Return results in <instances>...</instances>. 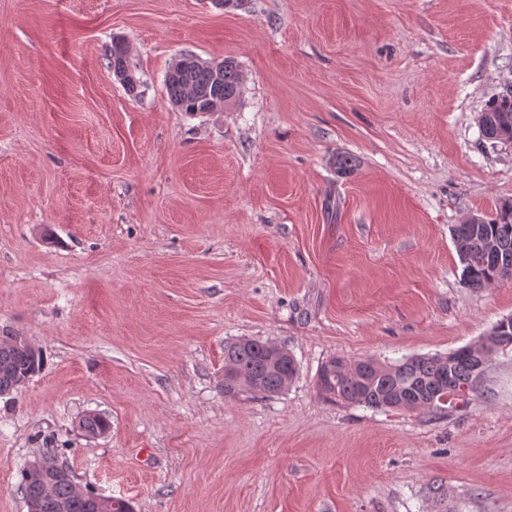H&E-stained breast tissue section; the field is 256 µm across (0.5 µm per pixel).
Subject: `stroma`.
Returning a JSON list of instances; mask_svg holds the SVG:
<instances>
[{"label": "stroma", "mask_w": 512, "mask_h": 512, "mask_svg": "<svg viewBox=\"0 0 512 512\" xmlns=\"http://www.w3.org/2000/svg\"><path fill=\"white\" fill-rule=\"evenodd\" d=\"M184 53L233 58L237 103L173 108ZM510 88L512 0H0V336L44 358L0 397V512L50 448L134 512H512L511 351L440 416L315 387L512 316L452 237L512 201V144L478 125ZM243 337L294 356L287 390L225 397ZM128 52V46L122 39H114L110 53V69L116 80L130 93H134L137 90L138 80L131 68Z\"/></svg>", "instance_id": "35a3bbf8"}]
</instances>
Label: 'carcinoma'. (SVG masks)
<instances>
[{"mask_svg":"<svg viewBox=\"0 0 512 512\" xmlns=\"http://www.w3.org/2000/svg\"><path fill=\"white\" fill-rule=\"evenodd\" d=\"M128 52L123 40L114 39L110 69L116 80L133 93L138 80ZM164 83L177 110L197 113L212 101H221L225 106L235 103L241 93L243 76L232 58L219 62L200 60L169 69ZM485 112L493 132L512 138L511 95L493 100ZM453 238L464 287L480 289L493 281L512 280V202H502L495 217H483L479 224L456 225ZM484 339L496 353L512 350V323L505 328L492 327ZM266 346L265 342L241 338L225 347L224 358L233 360L236 372L248 383L244 390L222 385L225 396L234 398L256 386L257 394L270 397L285 390L283 378L294 380L297 374L294 358L286 355L288 365L272 370L266 363ZM331 361L335 363V371L325 373L316 382L323 398L370 409L427 411L434 415L448 410V396L455 390L466 387L468 394H473L484 374V370L477 369L476 359L466 345L451 356L412 355L393 362L333 357ZM42 364L40 351L0 338V396L10 395L24 386ZM109 427L108 419L99 413L86 414L77 423L78 430L88 437L105 433ZM20 485L24 500L42 498L43 481L29 476L25 470ZM90 495L89 491L75 494L70 480L59 481L55 483L53 502L63 504L64 512H91Z\"/></svg>","mask_w":512,"mask_h":512,"instance_id":"1","label":"carcinoma"}]
</instances>
